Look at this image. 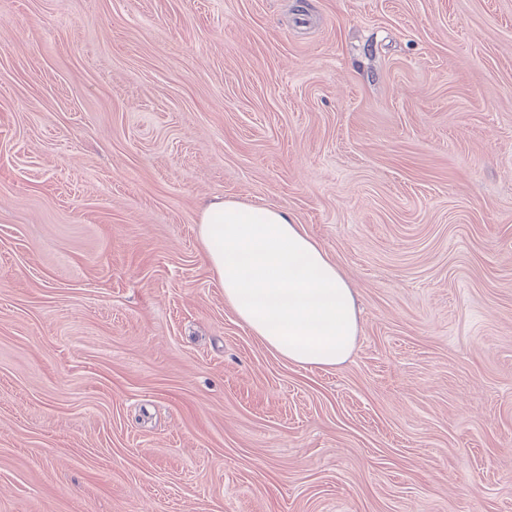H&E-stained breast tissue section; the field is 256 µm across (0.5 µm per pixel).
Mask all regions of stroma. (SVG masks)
I'll use <instances>...</instances> for the list:
<instances>
[{
	"label": "stroma",
	"mask_w": 512,
	"mask_h": 512,
	"mask_svg": "<svg viewBox=\"0 0 512 512\" xmlns=\"http://www.w3.org/2000/svg\"><path fill=\"white\" fill-rule=\"evenodd\" d=\"M217 196L345 363L225 303ZM0 512H512V0H0ZM199 236L224 301L272 352L301 367H336L354 350V294L301 224L266 205L208 203Z\"/></svg>",
	"instance_id": "35a3bbf8"
}]
</instances>
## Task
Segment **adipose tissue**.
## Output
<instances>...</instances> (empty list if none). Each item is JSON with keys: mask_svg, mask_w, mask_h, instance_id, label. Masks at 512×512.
Wrapping results in <instances>:
<instances>
[{"mask_svg": "<svg viewBox=\"0 0 512 512\" xmlns=\"http://www.w3.org/2000/svg\"><path fill=\"white\" fill-rule=\"evenodd\" d=\"M199 236L224 300L272 352L301 367H334L354 350V294L320 244L286 213L208 203Z\"/></svg>", "mask_w": 512, "mask_h": 512, "instance_id": "adipose-tissue-1", "label": "adipose tissue"}]
</instances>
